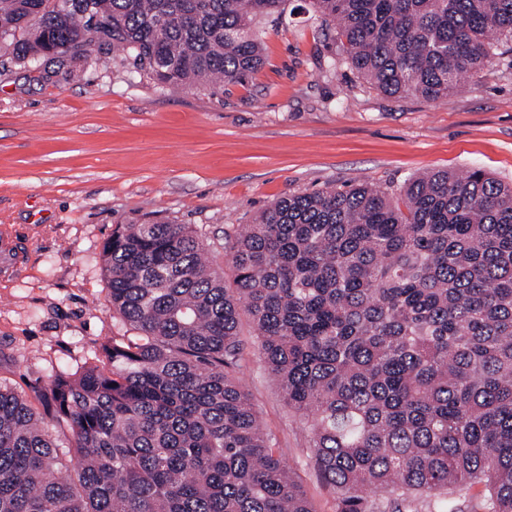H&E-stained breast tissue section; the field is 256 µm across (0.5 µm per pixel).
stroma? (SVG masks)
I'll use <instances>...</instances> for the list:
<instances>
[{"label": "stroma", "mask_w": 512, "mask_h": 512, "mask_svg": "<svg viewBox=\"0 0 512 512\" xmlns=\"http://www.w3.org/2000/svg\"><path fill=\"white\" fill-rule=\"evenodd\" d=\"M309 0L267 27L244 85L170 89L112 55L19 65L0 51V380L34 398L127 333L109 305L102 246L118 224H190L224 261V231L272 202L328 187L396 188L479 168L512 183V43L478 82L438 101L389 96L348 66ZM244 383L315 512H336L309 438L268 374L249 318Z\"/></svg>", "instance_id": "35a3bbf8"}]
</instances>
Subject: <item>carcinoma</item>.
Segmentation results:
<instances>
[{"label": "carcinoma", "instance_id": "cac0c4a2", "mask_svg": "<svg viewBox=\"0 0 512 512\" xmlns=\"http://www.w3.org/2000/svg\"><path fill=\"white\" fill-rule=\"evenodd\" d=\"M287 0H0L20 63L120 50L172 87L244 84ZM389 95L445 98L512 41V0H310ZM118 224L110 305L132 331L37 391L0 381V512H314L240 374L259 355L336 512L449 496L512 512V186L479 168L281 198L224 230ZM71 436L66 445L58 435Z\"/></svg>", "mask_w": 512, "mask_h": 512}]
</instances>
